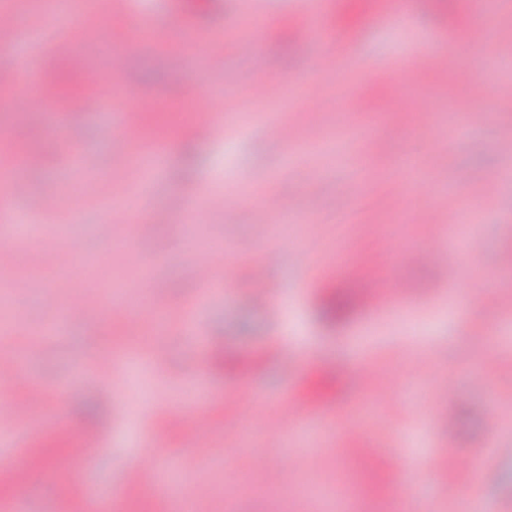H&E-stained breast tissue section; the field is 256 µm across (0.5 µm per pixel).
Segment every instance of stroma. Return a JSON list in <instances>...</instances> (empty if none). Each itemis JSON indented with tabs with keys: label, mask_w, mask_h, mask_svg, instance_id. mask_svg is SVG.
Masks as SVG:
<instances>
[{
	"label": "stroma",
	"mask_w": 512,
	"mask_h": 512,
	"mask_svg": "<svg viewBox=\"0 0 512 512\" xmlns=\"http://www.w3.org/2000/svg\"><path fill=\"white\" fill-rule=\"evenodd\" d=\"M119 0L102 19L73 12L69 27H54L41 0H24L19 16L29 37L0 45V140L26 139L36 161L10 171L27 195L57 196L66 206L33 212L26 197L12 201L16 223L44 228L40 246L24 241L0 249L22 288V312L6 354L21 353L29 336L49 322L70 293L57 272V247L97 259L105 269L133 268L132 253L155 263L150 287L134 297L149 313L155 291L165 301V326L133 334L124 318L101 307L94 288L78 289L85 309L64 336L25 358L28 379L41 383V405L30 404L25 382L9 397L12 429L0 431V457L26 471L23 482L0 472V501L24 500L27 512H83L94 493L96 512H309L317 487H341L342 512H432L424 496L448 483L447 451L469 464L490 512H512V0L493 5L496 60L468 39L475 0H456L447 17L432 0H378L353 29L339 17L342 0H325L320 18L297 15L285 0H261L263 20L251 53L231 41L242 22L240 0ZM146 19L162 29L170 48L192 33H210L194 65L159 66V46L138 42ZM121 31L122 41L87 45L98 26ZM420 46L452 53L444 71L412 74L408 51ZM79 52L101 76L100 96L141 97L167 113L138 142L119 138L113 113L21 103L11 73L26 64L54 65ZM335 61L322 65L323 56ZM278 85L273 97L251 94L252 83ZM312 130L291 144L267 138L265 122L298 119L309 101ZM431 114L419 125L415 107ZM355 133L363 147L357 176L336 160V143ZM164 141L167 151L143 195L128 178L135 159ZM79 153L95 180L74 181L69 152ZM431 155L426 185L405 193L404 162ZM277 196L279 223L256 228L262 200L254 187ZM231 190L236 205L189 217L175 199ZM124 199L129 214L114 213ZM455 211L443 228L444 252L412 259L426 229L417 209ZM110 222L114 231L103 236ZM319 251L307 253L309 240ZM253 242L255 259L220 269L230 291H205L196 264L206 253L231 254ZM475 250L461 285L438 278L441 264L467 245ZM408 286L397 294V283ZM276 285L278 295L256 301ZM352 303L348 317L324 321V289ZM366 288L385 290L388 305L362 304ZM359 333L364 369L356 378L342 345ZM223 347L234 367L216 370L211 350ZM151 355L144 370L93 368L98 351ZM495 374H485V361ZM305 414L282 447L263 450L268 425L288 406ZM499 418L489 431L487 413ZM95 427L102 452L81 450ZM207 448L191 446L194 434ZM235 449L224 460L218 447ZM153 448L177 462L197 489L176 503L129 480L130 468ZM266 451L264 466L255 453ZM425 466L419 494L398 483L408 457Z\"/></svg>",
	"instance_id": "stroma-1"
}]
</instances>
